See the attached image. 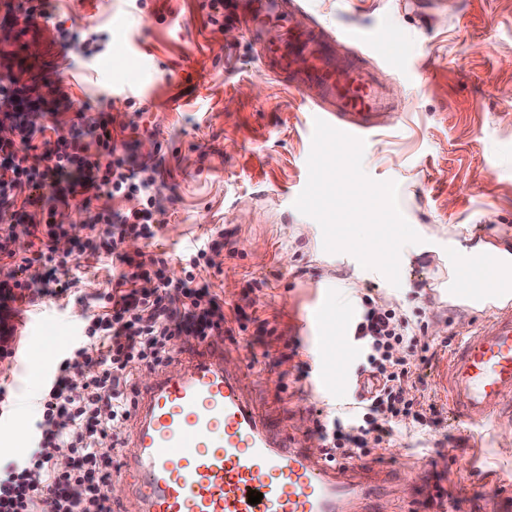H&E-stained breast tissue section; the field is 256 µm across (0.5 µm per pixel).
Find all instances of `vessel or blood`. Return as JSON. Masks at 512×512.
Segmentation results:
<instances>
[{"label": "vessel or blood", "mask_w": 512, "mask_h": 512, "mask_svg": "<svg viewBox=\"0 0 512 512\" xmlns=\"http://www.w3.org/2000/svg\"><path fill=\"white\" fill-rule=\"evenodd\" d=\"M244 39L261 43V67L310 100L313 117L358 138L393 104L363 73L362 57L337 64L344 41H361L350 29L329 30L303 21L304 8L289 0H232ZM278 35L266 39V29ZM27 38L41 40L46 57L62 51L50 27L33 21ZM481 272L461 263L471 296L495 297L501 282L493 258ZM182 371L157 374L142 389L132 450L121 465L140 512H375L373 486L340 465L292 446L285 425L256 412L238 377L224 370V350L202 344L178 354ZM448 412L459 425L482 426L512 416V302L496 306L448 353ZM262 493L250 504V491Z\"/></svg>", "instance_id": "obj_1"}]
</instances>
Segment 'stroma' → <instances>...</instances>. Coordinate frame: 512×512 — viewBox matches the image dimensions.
Listing matches in <instances>:
<instances>
[{"instance_id":"stroma-1","label":"stroma","mask_w":512,"mask_h":512,"mask_svg":"<svg viewBox=\"0 0 512 512\" xmlns=\"http://www.w3.org/2000/svg\"><path fill=\"white\" fill-rule=\"evenodd\" d=\"M201 0H50L54 21L104 35L91 58L68 54L64 69L44 63L46 86L66 84L73 109L61 114L69 130L76 110H114L137 130L118 133L120 150L156 166L163 208L153 246L178 255L212 231L224 246L212 252L220 272L213 290L225 308L241 306L246 327L231 323L220 336L224 362L246 399L294 439L319 448L313 421L349 410L365 367L350 327L339 330L343 360H320L326 332L316 314L349 302L358 314L364 298L398 306L429 343L466 332L489 306L449 300V246L490 244L512 252V0H303L312 18L329 28L350 26L402 36L410 66L404 75L378 59L366 67L394 109L364 140L363 168L377 181L398 185L399 208L417 225L421 243L402 249L400 286L362 268L348 253L323 248L320 225L296 211L293 195L308 179L312 146L309 106L259 68L252 46L234 26L208 24ZM148 106L135 117L125 97ZM135 240L129 255L146 251ZM80 277L94 294L112 277L109 257H82L56 272L60 282ZM90 308L76 297L45 298L26 329L27 345L43 352V371H55L58 340L87 325ZM448 358L439 351L422 365L421 383L407 387L421 414L436 404L440 423L430 433L396 428L391 445L372 449L366 465L395 464L396 479L378 490L376 512H438L427 495L433 472L462 496L466 512H483L491 488L512 485V422L458 427L448 414L439 375ZM333 368L336 381L317 388L315 376ZM27 356L0 362V378L14 400L0 420V457L18 458L14 437L34 421L25 401L43 391Z\"/></svg>"}]
</instances>
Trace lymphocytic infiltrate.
<instances>
[{
  "label": "lymphocytic infiltrate",
  "instance_id": "lymphocytic-infiltrate-1",
  "mask_svg": "<svg viewBox=\"0 0 512 512\" xmlns=\"http://www.w3.org/2000/svg\"><path fill=\"white\" fill-rule=\"evenodd\" d=\"M40 81L25 84L0 75V126L12 135L0 139V360L17 359L22 326L53 295L52 275L88 253L112 257V288L88 296L94 314L81 343L65 357L38 407L30 452L0 463V512H112V501L99 492L125 441L119 424L136 414L135 374L171 363L179 336L200 340L223 335L227 320H241V308L225 312L224 303L200 277L213 269L211 244L202 240L179 257L166 251L141 258L122 253L126 239L153 241L159 228L160 202L156 169L120 152L109 112L90 119L89 131L71 126L36 125L33 114L57 116L72 110L64 87L53 99L40 92ZM73 111V110H72ZM137 195V208L126 211L93 200ZM93 208L86 239L71 238L61 220L73 200ZM28 246L18 251V235ZM70 238L68 251L59 239ZM180 274H173V264ZM41 270L32 280L31 269ZM353 335L369 366L366 394L347 417L333 414L314 421L324 457L335 463L369 455L373 446L390 442L393 426H424L405 387L420 364L436 354L420 341L408 317L396 308L365 298ZM86 367L84 378L70 369ZM72 465L60 470L56 455Z\"/></svg>",
  "mask_w": 512,
  "mask_h": 512
}]
</instances>
